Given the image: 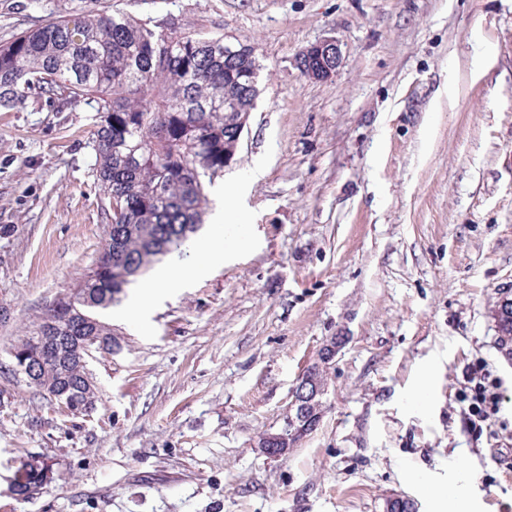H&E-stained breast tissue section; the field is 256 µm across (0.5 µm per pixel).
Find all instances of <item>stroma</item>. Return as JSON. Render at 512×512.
<instances>
[{
  "mask_svg": "<svg viewBox=\"0 0 512 512\" xmlns=\"http://www.w3.org/2000/svg\"><path fill=\"white\" fill-rule=\"evenodd\" d=\"M253 44L259 95L209 188L244 244L206 275L100 311L96 401L61 410L9 350L73 291L106 239L88 142L96 114L39 97L0 112V512H512V0H107ZM55 0H0V44ZM338 41L327 80L302 50ZM315 431L281 458L291 393L323 344ZM499 381L498 443L463 415L469 364ZM428 399L418 402L420 386ZM53 479L20 501L21 464ZM495 314L498 328V344L506 355L512 354V295L505 291ZM506 302L503 306L502 302ZM510 301V302H509Z\"/></svg>",
  "mask_w": 512,
  "mask_h": 512,
  "instance_id": "35a3bbf8",
  "label": "stroma"
}]
</instances>
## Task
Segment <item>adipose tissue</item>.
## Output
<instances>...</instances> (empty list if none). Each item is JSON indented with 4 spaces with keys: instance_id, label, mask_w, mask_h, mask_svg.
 <instances>
[{
    "instance_id": "ef3b65f1",
    "label": "adipose tissue",
    "mask_w": 512,
    "mask_h": 512,
    "mask_svg": "<svg viewBox=\"0 0 512 512\" xmlns=\"http://www.w3.org/2000/svg\"><path fill=\"white\" fill-rule=\"evenodd\" d=\"M226 221V211H219L215 217L213 230L210 235L192 244L191 251L194 259L191 263L163 267L158 272H155L152 277L140 283L136 288L132 305L126 310L127 316H138L157 290L173 288L186 280L199 277L209 267L221 262L224 258L222 243L224 241V225Z\"/></svg>"
}]
</instances>
